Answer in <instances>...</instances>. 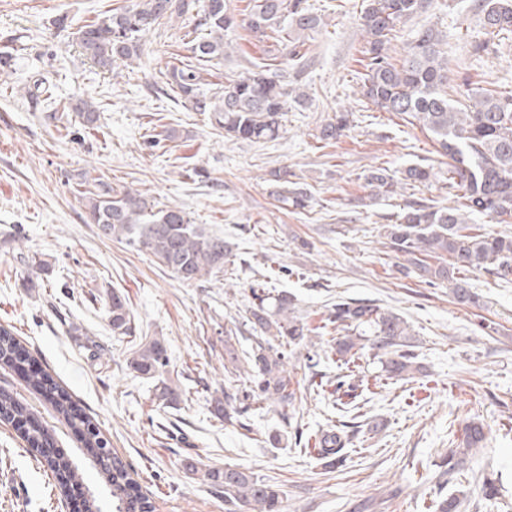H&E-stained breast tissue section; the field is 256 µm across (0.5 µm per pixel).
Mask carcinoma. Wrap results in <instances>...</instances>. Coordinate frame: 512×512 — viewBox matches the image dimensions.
Returning <instances> with one entry per match:
<instances>
[{"instance_id":"1","label":"carcinoma","mask_w":512,"mask_h":512,"mask_svg":"<svg viewBox=\"0 0 512 512\" xmlns=\"http://www.w3.org/2000/svg\"><path fill=\"white\" fill-rule=\"evenodd\" d=\"M198 2L135 0L83 26L79 31L80 47L99 68L110 71L119 62L139 57L142 36L156 30L163 20L187 16L193 21L196 36L189 40L190 55L167 68L164 77L168 91L188 102L194 111L211 113L216 127L237 140L265 143L278 139L284 112L291 103L305 104V91L289 84L284 74L267 65L230 79L223 87L206 89L202 64L223 63L226 48L231 46L224 41V34L242 28L259 39H276L287 49V59L304 65V37L323 26L322 18L304 6L305 0H254L247 13L235 12L227 0H204L201 8ZM427 7L428 0H366L359 17L366 38L362 96L377 109L399 115L411 124L416 122L430 134L448 157V183L461 191L454 206L405 204L395 223L384 225L388 247L404 258L402 273L412 272L430 285L446 281L459 302L473 305L478 296L461 273L484 269L505 282L512 281V235L467 232L468 224L478 214L499 224L512 220V94L478 89L461 93L462 102L451 98L448 59L439 49L440 31L430 21L413 31L400 58L389 53L397 25L425 12ZM474 8L484 34L512 35V0H476ZM72 110L81 114L86 126L97 121L98 109L90 100L75 101ZM348 123V113L338 112L321 126L318 138L336 140ZM274 177L289 183L277 193L279 200L295 208L306 207L309 196L305 187L288 181L286 171H278ZM430 177L431 171L422 165L406 167L399 179L379 167L366 175V184L370 195L390 196L397 193L403 181L425 183ZM83 197L87 199L89 220L100 236L123 239L127 245L149 252L180 280L192 283L224 271V262L231 254L229 244L203 225L192 223L183 209L159 208L144 193L133 189L118 192L100 178L93 179ZM430 257L439 263H429ZM252 295L248 321L259 332L255 348L241 358L231 342L233 330L224 336L226 360L232 365L230 373H237L240 361H245L250 386L240 390L231 385L213 398L214 411L224 421H234L244 429L245 402L271 400L286 408L298 400L285 362L288 348L303 344L312 333L297 320L288 293L270 297L254 289ZM108 313L112 331L130 335L129 310L121 295L112 293ZM328 321L344 332L334 338L336 356L344 363L355 355L358 342L365 340L386 356L388 374L403 377L419 369L407 341L408 327L397 314L349 299L334 304ZM27 357L11 329L0 326V363L15 368ZM168 364L166 346L158 338L145 342L129 360L133 372L154 381V404L158 408L177 404L176 394L164 377ZM52 402L57 414L76 430L82 458L102 485L99 490H87L86 512H130L134 499L143 504V512H156L129 465L112 450L99 427L87 416L71 414L69 393L56 387ZM0 421L13 426L33 448L49 446L53 441V430L34 419L28 405L1 392ZM485 440L482 425H466L463 447L448 456V470L464 462ZM347 441L344 428L326 430L316 441L317 456L333 469ZM50 469L63 487L84 484L83 471L64 453L54 457ZM188 469L201 473L202 481L224 494V502L229 505L246 506L254 512L284 510L285 492L250 471L230 465L201 471L194 463L188 464Z\"/></svg>"}]
</instances>
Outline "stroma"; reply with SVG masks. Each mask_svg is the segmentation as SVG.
I'll return each mask as SVG.
<instances>
[{
  "label": "stroma",
  "mask_w": 512,
  "mask_h": 512,
  "mask_svg": "<svg viewBox=\"0 0 512 512\" xmlns=\"http://www.w3.org/2000/svg\"><path fill=\"white\" fill-rule=\"evenodd\" d=\"M133 0H0V51L13 55L0 70V326L18 340L48 377L94 418L129 464L156 512H225L224 499L184 463L229 464L274 479L286 512H436L455 495L459 512H512V283L477 271L469 276L479 306L457 304L447 285L429 286L401 273L384 227L405 202L452 204L448 159L418 126L363 101L358 77L364 48L363 0H307L324 26L306 41L309 65L299 75L306 106H289L277 140L251 144L225 137L209 116L160 94L164 72L186 55L188 18L164 21L142 39L132 63L105 72L84 57L78 32ZM473 0H432L429 15L443 35L448 83L512 89V39H484ZM65 27H57V18ZM234 45L213 83L245 74L251 64L287 61L273 40L229 33ZM487 40L481 55L470 52ZM49 85V93L35 82ZM95 102L94 127L68 111L77 98ZM350 129L323 143L316 134L334 113ZM173 137L147 147L156 125ZM432 168L426 184L401 186L388 200L368 202L365 177L410 164ZM206 168L207 177L195 176ZM285 170L311 194L295 212L279 202L273 180ZM99 177L115 190L142 191L158 206L175 205L194 223L224 236L232 254L219 276L185 283L155 258L100 237L77 192ZM51 265L39 288L24 287V259ZM295 296L303 322L317 328L294 347L288 373L302 400L288 411L272 401L252 404L250 430L224 422L211 407L229 375L224 331L238 352L250 350L246 324L250 287ZM125 298L134 332L115 335L111 294ZM351 298L399 314L408 324L419 372L388 378L374 350H359L349 369L359 381L353 408L336 402L339 361L325 320L337 300ZM163 339L168 383L180 400L157 408L153 383L128 365L131 348ZM0 388L20 395L38 420L53 426L56 445L77 437L52 405L30 391L19 372L0 366ZM482 423L483 448L446 473L441 460L458 448L468 422ZM349 424L343 467L331 470L313 451L318 434ZM497 498L483 494L486 480ZM0 512H67L57 480L11 425L0 423Z\"/></svg>",
  "instance_id": "1"
}]
</instances>
